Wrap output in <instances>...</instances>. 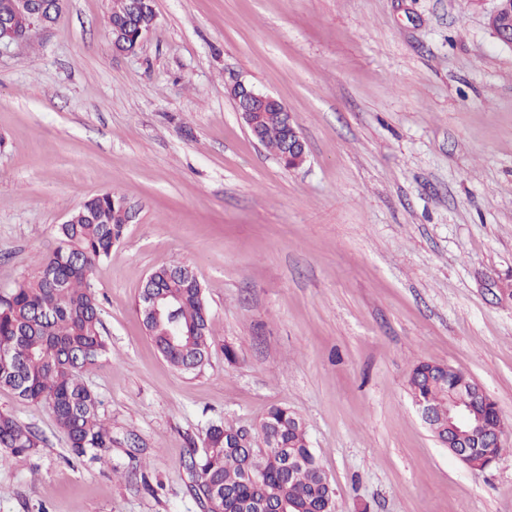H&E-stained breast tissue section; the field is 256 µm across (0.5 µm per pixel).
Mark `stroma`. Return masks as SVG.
Here are the masks:
<instances>
[{"instance_id": "stroma-1", "label": "stroma", "mask_w": 512, "mask_h": 512, "mask_svg": "<svg viewBox=\"0 0 512 512\" xmlns=\"http://www.w3.org/2000/svg\"><path fill=\"white\" fill-rule=\"evenodd\" d=\"M111 5L63 0L0 53V292L86 200L123 198L90 276L112 352L83 375L118 443L105 466L74 457L47 404L0 388V413L43 439L0 465V512H204L185 462L208 427L278 405L304 419L336 512H512V432L472 471L406 387L418 362L454 366L512 423V48L494 0H153L131 54ZM240 79L293 113L303 166L251 136ZM169 264L210 313L193 373L138 310Z\"/></svg>"}]
</instances>
